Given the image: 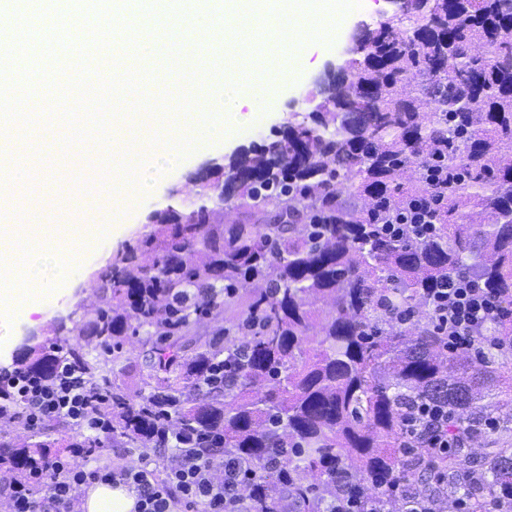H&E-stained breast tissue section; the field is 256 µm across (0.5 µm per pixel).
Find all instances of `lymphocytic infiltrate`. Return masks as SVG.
Wrapping results in <instances>:
<instances>
[{"label": "lymphocytic infiltrate", "instance_id": "1", "mask_svg": "<svg viewBox=\"0 0 512 512\" xmlns=\"http://www.w3.org/2000/svg\"><path fill=\"white\" fill-rule=\"evenodd\" d=\"M441 203L434 190L415 197L408 208L386 221L424 240L434 231ZM427 305L433 329L455 351L474 349L480 329L501 314L493 294L466 276L432 289ZM0 386L9 393L8 399L0 400L1 422L19 418L25 429L36 430L47 420L62 419L86 440L85 445L74 444L64 454L43 459L34 473L1 488L12 512H72L83 487L97 481L134 484L139 493L136 512H250L239 488L253 479L254 471L247 462L212 455V448L219 445L215 436L187 437L165 424L156 428L151 447L139 449L138 469L93 464L97 447L112 438V418L102 409L95 383L66 358H59L52 377L16 369L0 376ZM447 421V407L424 403L405 416L404 432L409 437L422 435L429 447L444 448ZM171 445L179 452V463L165 468L161 451ZM218 467L224 470L220 481L213 476Z\"/></svg>", "mask_w": 512, "mask_h": 512}]
</instances>
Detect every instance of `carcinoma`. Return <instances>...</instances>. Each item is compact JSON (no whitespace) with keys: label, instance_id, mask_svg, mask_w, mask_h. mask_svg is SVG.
<instances>
[{"label":"carcinoma","instance_id":"cac0c4a2","mask_svg":"<svg viewBox=\"0 0 512 512\" xmlns=\"http://www.w3.org/2000/svg\"><path fill=\"white\" fill-rule=\"evenodd\" d=\"M509 0H431L402 28L386 20L362 34L346 93L311 122H288L278 139L231 158L230 190L207 211L176 210L137 247L96 273L98 305L74 328L122 358L127 336L147 334L150 372L132 396L83 345L64 356L100 386L113 435L134 448L155 427L221 438L247 461L261 489L252 512H275L280 495L299 512L352 490L376 493L395 512L399 483L413 479L434 502L485 499L512 487V378L448 350L430 327L411 336L400 313L428 290L468 275L500 301L503 317L483 335L512 344V11ZM492 48L487 58L471 47ZM448 172L441 224L426 241L394 236L373 221ZM367 201L346 210L349 189ZM232 202L242 218H218ZM209 318L214 337L191 339ZM17 368L49 378L55 358L35 346ZM421 403L448 406L443 452L403 446L404 415ZM44 441L15 449L5 465L24 474ZM318 475L305 482L304 473ZM461 472L479 482L466 487Z\"/></svg>","mask_w":512,"mask_h":512}]
</instances>
